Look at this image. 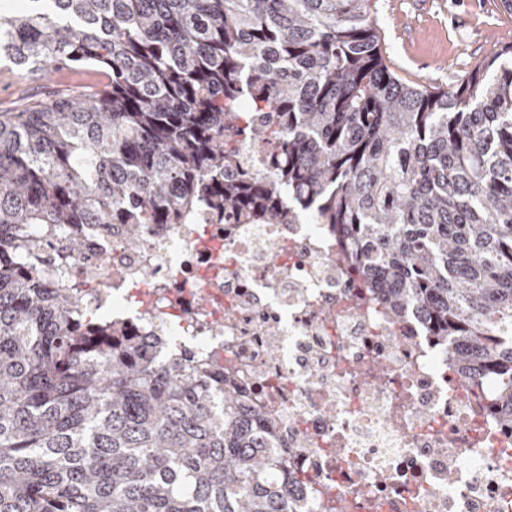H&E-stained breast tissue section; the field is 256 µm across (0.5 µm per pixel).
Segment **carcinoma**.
I'll use <instances>...</instances> for the list:
<instances>
[{"instance_id": "cac0c4a2", "label": "carcinoma", "mask_w": 512, "mask_h": 512, "mask_svg": "<svg viewBox=\"0 0 512 512\" xmlns=\"http://www.w3.org/2000/svg\"><path fill=\"white\" fill-rule=\"evenodd\" d=\"M23 72L107 81L0 112V512H290L263 413L224 370L76 314L37 260L66 224H334L357 274L416 310L512 425V45L446 90L381 52L373 0H28ZM234 131L269 146L245 162Z\"/></svg>"}]
</instances>
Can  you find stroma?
Segmentation results:
<instances>
[{"mask_svg":"<svg viewBox=\"0 0 512 512\" xmlns=\"http://www.w3.org/2000/svg\"><path fill=\"white\" fill-rule=\"evenodd\" d=\"M383 54L406 83L445 87L459 80L493 48L512 45V11L500 0H377ZM77 74L32 72L19 77L9 60H0V111L53 100L63 82Z\"/></svg>","mask_w":512,"mask_h":512,"instance_id":"obj_1","label":"stroma"}]
</instances>
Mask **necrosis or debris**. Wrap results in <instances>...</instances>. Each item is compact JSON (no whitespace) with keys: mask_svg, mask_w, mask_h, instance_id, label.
Returning <instances> with one entry per match:
<instances>
[{"mask_svg":"<svg viewBox=\"0 0 512 512\" xmlns=\"http://www.w3.org/2000/svg\"><path fill=\"white\" fill-rule=\"evenodd\" d=\"M80 231L81 256L59 237L47 250L56 285L127 335L229 368L266 415L292 512H512L495 378L463 380L424 318L357 277L334 226L299 211L224 224L200 201L135 249L120 224Z\"/></svg>","mask_w":512,"mask_h":512,"instance_id":"4bbe7bcc","label":"necrosis or debris"}]
</instances>
